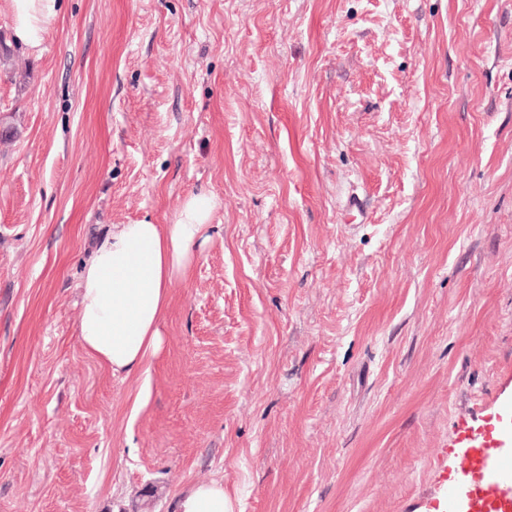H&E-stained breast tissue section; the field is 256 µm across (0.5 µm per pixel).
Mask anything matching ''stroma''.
Listing matches in <instances>:
<instances>
[{
  "label": "stroma",
  "instance_id": "obj_1",
  "mask_svg": "<svg viewBox=\"0 0 512 512\" xmlns=\"http://www.w3.org/2000/svg\"><path fill=\"white\" fill-rule=\"evenodd\" d=\"M0 127V512H438L512 396V0H0ZM200 190L140 405L79 271ZM14 36L24 46L37 50L59 14L61 0H8ZM174 512H232L224 496V484L218 481L198 483L181 493Z\"/></svg>",
  "mask_w": 512,
  "mask_h": 512
}]
</instances>
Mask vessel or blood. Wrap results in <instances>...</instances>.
Listing matches in <instances>:
<instances>
[{
  "label": "vessel or blood",
  "mask_w": 512,
  "mask_h": 512,
  "mask_svg": "<svg viewBox=\"0 0 512 512\" xmlns=\"http://www.w3.org/2000/svg\"><path fill=\"white\" fill-rule=\"evenodd\" d=\"M463 456L470 478L448 486V506L458 512H512V449L502 448L493 435H480L467 438Z\"/></svg>",
  "instance_id": "b4317fda"
}]
</instances>
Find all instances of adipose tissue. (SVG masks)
Here are the masks:
<instances>
[{
	"mask_svg": "<svg viewBox=\"0 0 512 512\" xmlns=\"http://www.w3.org/2000/svg\"><path fill=\"white\" fill-rule=\"evenodd\" d=\"M16 39L36 50L56 20L60 0H9ZM216 207L205 191L187 195L172 223L115 224L95 246L80 277L78 337L87 355L113 373L147 377L162 347L170 293L186 278L196 244ZM175 512H232L218 481L181 493Z\"/></svg>",
	"mask_w": 512,
	"mask_h": 512,
	"instance_id": "obj_1",
	"label": "adipose tissue"
}]
</instances>
